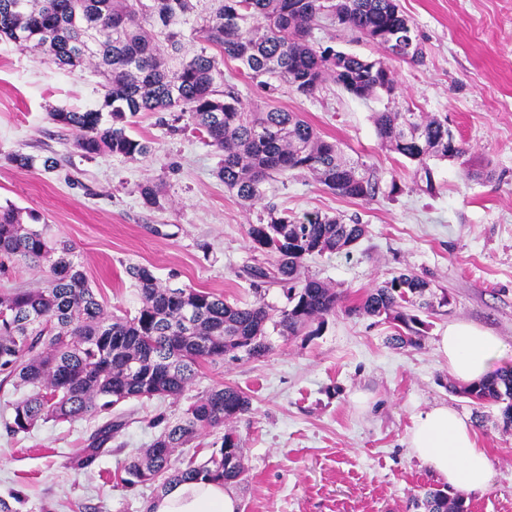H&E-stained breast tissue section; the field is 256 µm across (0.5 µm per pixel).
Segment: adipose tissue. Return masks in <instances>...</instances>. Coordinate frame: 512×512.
Wrapping results in <instances>:
<instances>
[{"mask_svg": "<svg viewBox=\"0 0 512 512\" xmlns=\"http://www.w3.org/2000/svg\"><path fill=\"white\" fill-rule=\"evenodd\" d=\"M456 378L468 382L485 375L501 349L498 336L467 323L455 322L436 341ZM408 446L442 482L454 489L481 492L491 481L486 449L467 418L448 405H435L412 418ZM153 512H238V500L222 481L205 477L171 485L153 504Z\"/></svg>", "mask_w": 512, "mask_h": 512, "instance_id": "adipose-tissue-1", "label": "adipose tissue"}]
</instances>
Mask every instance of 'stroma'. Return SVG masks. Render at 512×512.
<instances>
[{
    "label": "stroma",
    "instance_id": "stroma-1",
    "mask_svg": "<svg viewBox=\"0 0 512 512\" xmlns=\"http://www.w3.org/2000/svg\"><path fill=\"white\" fill-rule=\"evenodd\" d=\"M420 35L423 60L390 61L395 98H357L332 82L313 95L285 91L269 100L225 60L247 108L297 112L346 157L363 165L378 191L355 200L312 176L291 171L263 186L247 206L217 176L214 147L191 129L176 128L167 112H144L134 132L154 152L138 162L82 156L74 131L50 112L93 108L100 75L68 72L26 49L0 42V205L20 210L25 224H45L70 242L107 311L135 313L137 292L125 267L150 266L161 282L223 296L231 303L264 298L285 306L280 284L254 288L245 271L272 267L274 256L253 249L251 224L269 209L303 217L336 215L366 226L342 253L309 256L305 273L335 288L341 302L318 335L285 338L270 331L259 358L225 356L202 365L179 397L130 401L129 423L93 468L72 465L104 420H41L29 433H7L10 401L25 387H0V498L19 497V512H144L158 485L124 483V466L159 435L157 416L175 419L206 390L229 385L247 394V413L231 423L241 441L245 471L231 487L241 512H406L413 495L437 486L408 449L413 414L445 403L468 418L488 452L492 481L469 494L472 512H512V427L495 404L449 392L454 378L435 342L448 324L473 323L498 336L493 368L512 367V0H399ZM319 45L381 58L358 33L323 20L311 31ZM411 108L448 122L465 149L433 161L425 184L415 163L381 143L373 121L385 108ZM53 157L56 166L21 170L15 151ZM491 178L475 177V169ZM162 189V205L144 207L139 189ZM401 271L427 281L435 307L418 345L395 348L390 323L351 313L371 288Z\"/></svg>",
    "mask_w": 512,
    "mask_h": 512
}]
</instances>
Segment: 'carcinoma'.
Returning a JSON list of instances; mask_svg holds the SVG:
<instances>
[{
  "mask_svg": "<svg viewBox=\"0 0 512 512\" xmlns=\"http://www.w3.org/2000/svg\"><path fill=\"white\" fill-rule=\"evenodd\" d=\"M359 33L390 58L423 59L422 47L408 54L400 39L411 19L398 0H0V38L47 56L70 71L93 69L104 77L97 108L57 110L50 119L77 133L76 148L86 157L115 156L138 161L152 152L136 138L130 118L141 112H175L219 153L218 177L246 205L262 199V185L275 175L299 170L349 198L375 197L378 185L351 163L334 142L323 139L296 112L247 110L235 85L224 79V59L268 95L286 86L310 95L326 79L361 97L396 91L393 71L383 61L347 54L309 41L320 18ZM220 49L221 56L208 53ZM380 140L414 161L432 189V159H455L465 150L448 123L407 107L375 113ZM19 169L51 157L21 151L8 155ZM144 206L161 205V192L149 182L140 188ZM365 234L362 224H346L327 214L297 221L287 212H269L265 224H250L253 248L276 258L274 270L252 267L253 283L273 280L287 286L288 307L270 313L255 302L239 305L192 288L161 284L143 264L126 266L137 288L136 314L105 310L91 288L75 247L50 237L46 227L23 224L11 206L0 208V273L23 265L48 267L47 284L13 288L0 294V381H13L29 393L12 403L5 429L26 432L42 418L72 421L110 413L132 400L178 397L205 363L243 351L252 358L270 349L267 323L283 337L313 336L334 313L340 295L304 276L303 261L313 254L339 253ZM429 283L400 272L370 289L352 311L398 326L392 344L415 345L424 322L417 312L433 308ZM317 325L314 330L308 327ZM449 390L479 404L501 405L505 426L512 425V368ZM249 397L228 385L195 398L175 422L164 417L158 437L125 466L129 484L174 482L200 476L230 484L245 471L237 436L227 431L204 463L176 467L173 455L208 429L226 425L247 412ZM126 422L107 419L74 458L92 467ZM411 512H470L459 493L430 487L409 500Z\"/></svg>",
  "mask_w": 512,
  "mask_h": 512,
  "instance_id": "cac0c4a2",
  "label": "carcinoma"
}]
</instances>
